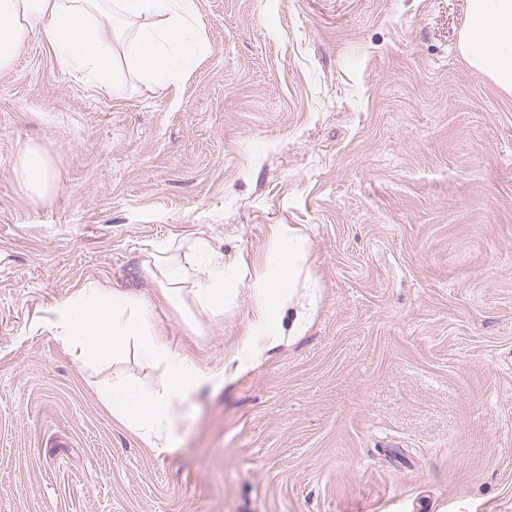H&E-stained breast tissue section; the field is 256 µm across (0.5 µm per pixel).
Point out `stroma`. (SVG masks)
Returning <instances> with one entry per match:
<instances>
[{
	"label": "stroma",
	"mask_w": 512,
	"mask_h": 512,
	"mask_svg": "<svg viewBox=\"0 0 512 512\" xmlns=\"http://www.w3.org/2000/svg\"><path fill=\"white\" fill-rule=\"evenodd\" d=\"M466 0H198L207 46L160 93L0 71V512H512V96L457 51ZM52 161L33 197L20 152ZM310 252L303 335L182 405L173 451L47 326L85 282L141 295L170 341L228 362L271 229ZM224 254V315L161 295L153 244Z\"/></svg>",
	"instance_id": "1"
}]
</instances>
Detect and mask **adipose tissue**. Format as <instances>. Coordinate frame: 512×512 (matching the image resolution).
Wrapping results in <instances>:
<instances>
[{
    "label": "adipose tissue",
    "instance_id": "1",
    "mask_svg": "<svg viewBox=\"0 0 512 512\" xmlns=\"http://www.w3.org/2000/svg\"><path fill=\"white\" fill-rule=\"evenodd\" d=\"M197 16V0H0V71L10 68L21 46L35 36L53 48L63 69L81 72L100 86L113 87L123 61L164 91L198 64ZM123 23L137 24L134 38H123ZM457 49L473 72L512 94V0H467ZM16 173L33 196L44 197L53 188L51 162L38 148L22 153ZM308 247L297 228L278 225L264 266L249 277L253 324L236 356L221 367L202 366L176 351L149 303L98 284L79 289L55 310L49 324L82 363L107 362L133 344L143 361L160 367L156 386L117 380L99 398L113 419L147 447L167 451L176 443L180 408L190 393L247 372L287 335L305 330L310 309L294 303L291 288ZM150 256L167 301H178L182 283L189 281L199 307L223 315L224 255L208 239H194L184 249L160 243ZM290 306L295 318L286 329L283 312Z\"/></svg>",
    "mask_w": 512,
    "mask_h": 512
}]
</instances>
